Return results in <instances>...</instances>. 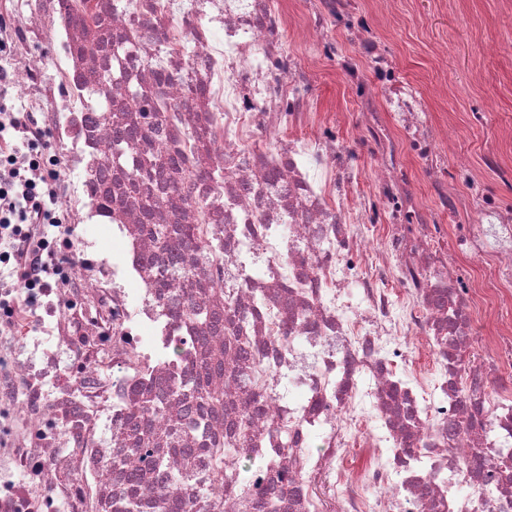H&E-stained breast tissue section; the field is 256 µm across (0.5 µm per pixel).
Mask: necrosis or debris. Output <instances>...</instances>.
I'll return each mask as SVG.
<instances>
[{"label": "necrosis or debris", "mask_w": 512, "mask_h": 512, "mask_svg": "<svg viewBox=\"0 0 512 512\" xmlns=\"http://www.w3.org/2000/svg\"><path fill=\"white\" fill-rule=\"evenodd\" d=\"M75 3L0 0V84L58 144L31 158L54 208L0 250V512H106L134 472L150 512H259L263 494L281 512H512V400L491 389L512 365V209L435 179L423 223L401 174L438 169L458 132L427 122L352 0L293 17L269 0H88L92 27ZM288 27L343 73L370 178ZM131 126L142 138L115 151ZM463 210L476 219L447 251L441 219ZM173 224L200 240L159 242ZM177 255L191 279H167ZM205 364L226 399L213 437L249 425V482L241 457L174 434Z\"/></svg>", "instance_id": "1"}]
</instances>
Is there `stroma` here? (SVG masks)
I'll return each instance as SVG.
<instances>
[{"instance_id":"obj_1","label":"stroma","mask_w":512,"mask_h":512,"mask_svg":"<svg viewBox=\"0 0 512 512\" xmlns=\"http://www.w3.org/2000/svg\"><path fill=\"white\" fill-rule=\"evenodd\" d=\"M382 36V47L402 74L422 93L445 85L432 99L430 120L456 125L461 134L457 154L444 164L446 180L463 188L473 174L486 192L512 205V184L485 169L487 150L497 151L512 166V56L490 57V41L512 42V0H397L392 13L374 11L371 0H359ZM316 98L323 109H335L342 135H351L359 114L346 101L341 77L330 65L318 67Z\"/></svg>"}]
</instances>
